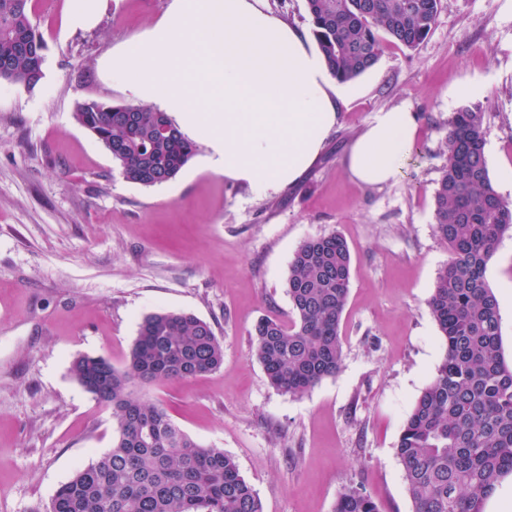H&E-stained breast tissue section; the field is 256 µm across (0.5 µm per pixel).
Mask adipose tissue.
Here are the masks:
<instances>
[{
    "instance_id": "obj_1",
    "label": "adipose tissue",
    "mask_w": 512,
    "mask_h": 512,
    "mask_svg": "<svg viewBox=\"0 0 512 512\" xmlns=\"http://www.w3.org/2000/svg\"><path fill=\"white\" fill-rule=\"evenodd\" d=\"M259 2L172 0L109 65L135 98L205 140L210 169L271 196L316 161L342 95L320 50ZM416 136L408 107L378 112L347 146L344 170L363 185L396 183Z\"/></svg>"
}]
</instances>
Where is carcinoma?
<instances>
[{"label":"carcinoma","mask_w":512,"mask_h":512,"mask_svg":"<svg viewBox=\"0 0 512 512\" xmlns=\"http://www.w3.org/2000/svg\"><path fill=\"white\" fill-rule=\"evenodd\" d=\"M440 7L441 0H306L312 34L341 82L371 69L389 42L417 48ZM34 14V0H0V82L41 83L46 45ZM73 118L104 146L124 181L143 187L171 182L198 151L168 113L148 105L84 99ZM483 124L477 107L453 113L434 189L435 233L450 259L427 306L446 349L397 445L414 512H484L499 480L512 475V366L485 277L512 229V202L489 177ZM351 264L337 233L307 239L294 252L285 288L296 319H262L253 329L255 356L277 390L301 396L341 370ZM223 355L208 322L162 310L143 318L123 365L75 357L73 378L111 407L115 436L112 448L58 488L50 512H263L232 456L201 446L163 406L134 395L137 384L208 374ZM334 512L379 510L365 489L348 487Z\"/></svg>","instance_id":"obj_1"}]
</instances>
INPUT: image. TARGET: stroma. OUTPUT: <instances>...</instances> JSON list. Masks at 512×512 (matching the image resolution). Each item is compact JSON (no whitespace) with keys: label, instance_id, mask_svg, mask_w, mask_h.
Here are the masks:
<instances>
[{"label":"stroma","instance_id":"obj_1","mask_svg":"<svg viewBox=\"0 0 512 512\" xmlns=\"http://www.w3.org/2000/svg\"><path fill=\"white\" fill-rule=\"evenodd\" d=\"M171 0H108L88 27L69 0H36L46 41L35 89L0 82V512H47L56 490L112 445V417L70 374L81 354L122 365L142 319L159 310L209 322L221 366L139 386L200 445L236 460L264 512H333L360 486L380 512H413L397 444L445 343L427 307L449 251L434 233L433 193L448 121L484 113L492 183L512 202V0H442L429 37L387 44L339 103L317 162L273 197L207 170L195 155L170 183L125 182L73 119L87 98L129 101L113 52L144 37ZM474 94L460 95L461 86ZM414 112L403 178H348L347 145L377 112ZM333 232L350 248L343 364L302 396L274 389L255 356L263 318L291 322L289 264ZM502 350L512 363V230L487 265Z\"/></svg>","mask_w":512,"mask_h":512}]
</instances>
